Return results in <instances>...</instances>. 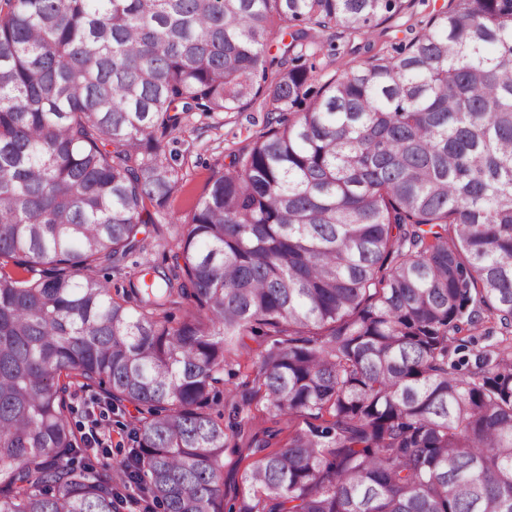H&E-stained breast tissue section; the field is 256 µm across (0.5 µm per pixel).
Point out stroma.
Here are the masks:
<instances>
[{
    "label": "stroma",
    "mask_w": 512,
    "mask_h": 512,
    "mask_svg": "<svg viewBox=\"0 0 512 512\" xmlns=\"http://www.w3.org/2000/svg\"><path fill=\"white\" fill-rule=\"evenodd\" d=\"M435 0H418L413 12L400 15L379 25L368 35L354 41L341 36L321 35V43H334L335 55L319 53L316 57L317 71L321 78H329L341 73L352 59H365L373 54L391 49L392 46L411 39L419 21L429 13ZM265 112L251 107L242 112L191 113L181 127L168 133L162 140L167 159L175 163L182 174V180L167 203L168 211L179 215L186 214L203 194L214 170L219 168L226 156L248 144L256 133L263 131ZM180 235L177 224L164 220L150 224L145 232V249L131 255L123 264L124 270L113 273V287H123L125 273L135 264L150 262L167 266L170 250ZM259 350L258 341H249L247 349L229 354L230 365L240 366L241 371L227 376L220 397L212 405L213 411L223 413L225 419L236 418L249 433H262L266 429H277L278 434L271 439L272 447L284 444L287 435V422L273 424L260 412L261 404L251 399L248 378L254 375V363ZM75 409L74 419L80 428H87L91 415H100L112 434V446L103 460L108 463V473L121 494L135 493V485L128 482L122 467L130 448L133 446L131 432L136 423L137 412L129 404H109L95 390L77 392L72 399Z\"/></svg>",
    "instance_id": "1"
}]
</instances>
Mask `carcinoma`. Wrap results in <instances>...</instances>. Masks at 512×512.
<instances>
[{"mask_svg": "<svg viewBox=\"0 0 512 512\" xmlns=\"http://www.w3.org/2000/svg\"><path fill=\"white\" fill-rule=\"evenodd\" d=\"M416 2L0 0V512H117L76 387L141 414L148 512H222L241 426L210 408L247 336L288 439L228 512H512V359H451L483 323L512 345V0H448L313 87L321 33ZM255 103L168 271L112 295L182 180L161 137Z\"/></svg>", "mask_w": 512, "mask_h": 512, "instance_id": "carcinoma-1", "label": "carcinoma"}]
</instances>
